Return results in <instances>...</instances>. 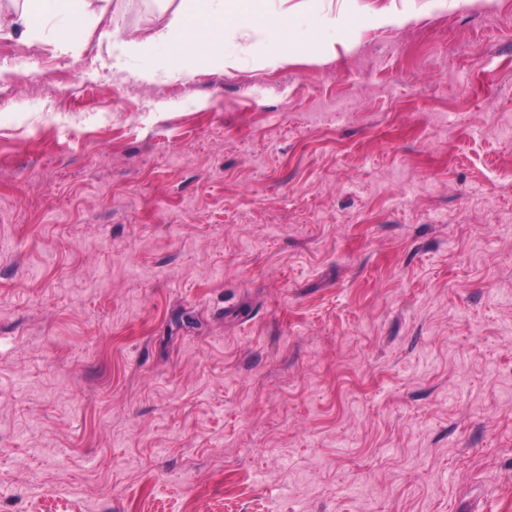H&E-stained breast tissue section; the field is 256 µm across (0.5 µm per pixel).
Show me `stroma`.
<instances>
[{
  "label": "stroma",
  "mask_w": 512,
  "mask_h": 512,
  "mask_svg": "<svg viewBox=\"0 0 512 512\" xmlns=\"http://www.w3.org/2000/svg\"><path fill=\"white\" fill-rule=\"evenodd\" d=\"M390 3L151 85L0 39V512H512V0ZM408 2L411 1L404 0L401 8L393 4L391 8L373 11L365 18V23L373 28L404 25L417 16L414 7Z\"/></svg>",
  "instance_id": "35a3bbf8"
}]
</instances>
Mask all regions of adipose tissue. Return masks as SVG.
<instances>
[{
	"instance_id": "adipose-tissue-1",
	"label": "adipose tissue",
	"mask_w": 512,
	"mask_h": 512,
	"mask_svg": "<svg viewBox=\"0 0 512 512\" xmlns=\"http://www.w3.org/2000/svg\"><path fill=\"white\" fill-rule=\"evenodd\" d=\"M94 0H23L0 5V36L20 34L24 43H47L60 52L76 50L90 34L112 48L109 66L141 84L163 76L178 77L188 69H222L236 59L228 35L247 37L249 30L270 21L281 44L296 49L295 33L301 17L287 12L267 19L250 0H165L172 12L167 22L149 28L98 27ZM169 62L157 67L158 54Z\"/></svg>"
}]
</instances>
